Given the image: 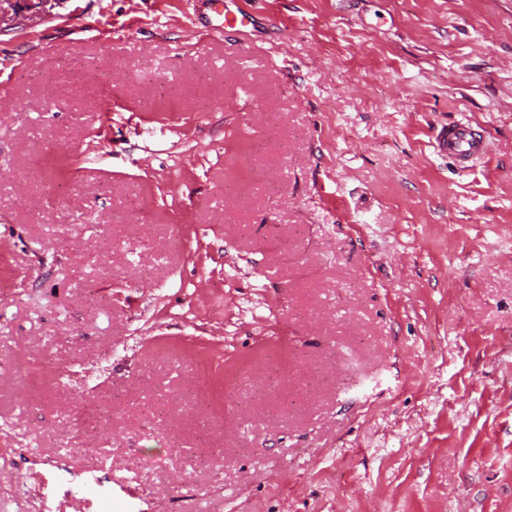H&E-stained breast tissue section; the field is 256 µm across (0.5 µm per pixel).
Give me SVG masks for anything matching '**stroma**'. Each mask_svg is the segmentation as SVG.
<instances>
[{
  "instance_id": "1",
  "label": "stroma",
  "mask_w": 512,
  "mask_h": 512,
  "mask_svg": "<svg viewBox=\"0 0 512 512\" xmlns=\"http://www.w3.org/2000/svg\"><path fill=\"white\" fill-rule=\"evenodd\" d=\"M249 7L0 0V512H512V0ZM210 5V15L202 28H197L208 35L222 34L225 27H246L250 23L249 15L240 9L241 0H205ZM219 5L220 9L216 6ZM436 150L467 167L485 153L483 137L470 121H457L438 131L435 137Z\"/></svg>"
}]
</instances>
